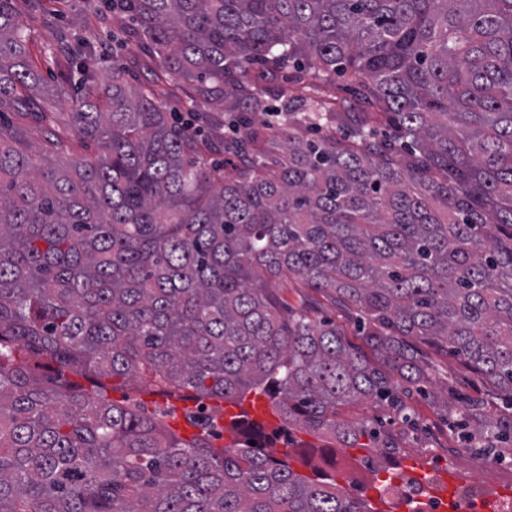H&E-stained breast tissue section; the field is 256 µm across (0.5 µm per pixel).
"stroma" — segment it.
<instances>
[{
    "label": "stroma",
    "instance_id": "35a3bbf8",
    "mask_svg": "<svg viewBox=\"0 0 512 512\" xmlns=\"http://www.w3.org/2000/svg\"><path fill=\"white\" fill-rule=\"evenodd\" d=\"M13 7L31 26L32 60L48 83H55L61 78V67L55 59L56 52L50 40L53 30L69 28L71 32L93 41L95 48L104 49L106 55L116 53V41L99 30L94 0H13ZM0 120L20 130L21 146L28 152L46 153L52 160L62 162L87 152L85 145L79 143L70 129L67 106L50 98L36 99L22 108L1 103ZM278 287L290 307L319 306L324 315L344 329L351 343L363 346L364 341L357 334L353 317L335 308L303 281L291 277L280 281ZM421 354L427 362L436 365L439 385H450L460 393L475 395L477 382L459 360L427 346L422 347ZM409 414V421H402L368 399L341 408L342 419L383 426L394 435L399 446L394 464L382 474L365 465L368 457L377 455V448L346 449L341 453V463L335 471L336 482L341 488L365 498L375 512H411L410 506L379 495L377 486L382 476L387 474L397 480L411 471L433 480L442 471L449 470L458 478L491 484L495 500L512 497V449L498 461L479 459L473 453L460 449L438 407L416 396L409 401Z\"/></svg>",
    "mask_w": 512,
    "mask_h": 512
}]
</instances>
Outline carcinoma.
<instances>
[{
  "label": "carcinoma",
  "mask_w": 512,
  "mask_h": 512,
  "mask_svg": "<svg viewBox=\"0 0 512 512\" xmlns=\"http://www.w3.org/2000/svg\"><path fill=\"white\" fill-rule=\"evenodd\" d=\"M132 22L105 59L63 30L73 134L62 168L0 124V512H368L336 477L257 445L174 432L102 398L107 379L204 404L269 397L290 426L358 445L362 399L448 407L462 448L512 447V0H110ZM30 30L0 0V97L35 94ZM134 68L150 72L130 84ZM344 78L370 112L341 95ZM185 100L211 129L170 121ZM278 102L271 107L269 100ZM276 113L320 140L225 116ZM243 160L217 178L204 152ZM296 276L362 314L373 360L293 309ZM486 394L430 391L416 344ZM79 377L89 387L73 381Z\"/></svg>",
  "instance_id": "obj_1"
}]
</instances>
